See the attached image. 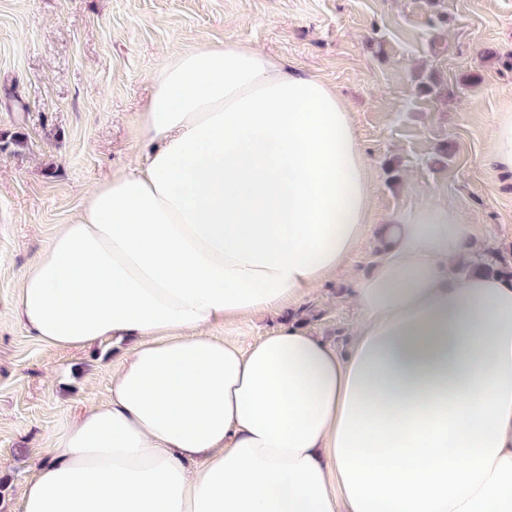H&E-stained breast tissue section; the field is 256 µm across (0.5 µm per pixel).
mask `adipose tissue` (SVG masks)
<instances>
[{"instance_id": "adipose-tissue-1", "label": "adipose tissue", "mask_w": 512, "mask_h": 512, "mask_svg": "<svg viewBox=\"0 0 512 512\" xmlns=\"http://www.w3.org/2000/svg\"><path fill=\"white\" fill-rule=\"evenodd\" d=\"M151 80L145 164L92 188L18 284L46 347L135 341L21 512H512V281L458 275L473 225L434 201L389 217L347 352L292 322L219 340L346 265L364 152L335 90L246 46ZM281 323L280 317L272 315H247L234 322L215 325L211 333L227 342L246 344L266 336Z\"/></svg>"}]
</instances>
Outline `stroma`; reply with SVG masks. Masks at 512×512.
<instances>
[{
	"label": "stroma",
	"mask_w": 512,
	"mask_h": 512,
	"mask_svg": "<svg viewBox=\"0 0 512 512\" xmlns=\"http://www.w3.org/2000/svg\"><path fill=\"white\" fill-rule=\"evenodd\" d=\"M237 43L335 88L371 179V224L347 265L296 310L346 348L351 285L385 251L386 218L433 199L512 255V181L491 130L512 113V0H0V512H18L34 452L100 399L121 360L106 340L43 346L15 313L18 282L84 193L142 162L151 76L195 45ZM247 315L212 333L279 328Z\"/></svg>",
	"instance_id": "35a3bbf8"
}]
</instances>
